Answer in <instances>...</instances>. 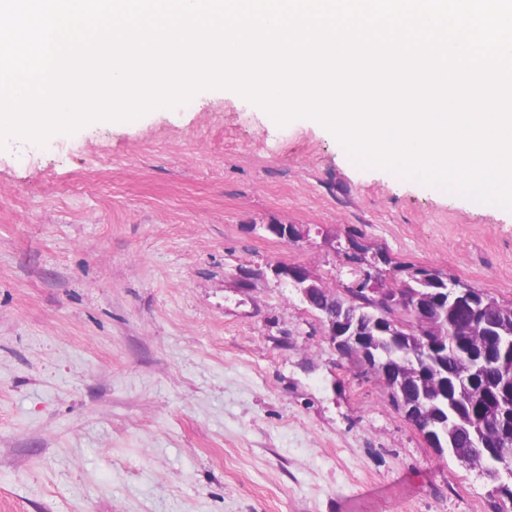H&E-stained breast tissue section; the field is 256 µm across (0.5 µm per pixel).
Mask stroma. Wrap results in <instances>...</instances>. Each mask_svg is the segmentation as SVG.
I'll return each instance as SVG.
<instances>
[{
  "instance_id": "35a3bbf8",
  "label": "stroma",
  "mask_w": 512,
  "mask_h": 512,
  "mask_svg": "<svg viewBox=\"0 0 512 512\" xmlns=\"http://www.w3.org/2000/svg\"><path fill=\"white\" fill-rule=\"evenodd\" d=\"M291 224L289 242L266 232ZM512 303V213L212 88L0 149V512H493L277 278Z\"/></svg>"
}]
</instances>
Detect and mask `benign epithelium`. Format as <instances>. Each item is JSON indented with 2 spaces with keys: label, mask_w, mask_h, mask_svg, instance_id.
<instances>
[{
  "label": "benign epithelium",
  "mask_w": 512,
  "mask_h": 512,
  "mask_svg": "<svg viewBox=\"0 0 512 512\" xmlns=\"http://www.w3.org/2000/svg\"><path fill=\"white\" fill-rule=\"evenodd\" d=\"M357 264L356 279L350 289L373 295L390 305L405 303L414 319L428 324L433 329V334L415 344L413 366L405 367L401 356L382 346L371 348V354L365 357L366 365L372 367L374 374L394 390L399 412L420 433L428 447L435 449L441 457L455 452L456 434L463 427L472 428V424L458 416L446 418L441 414L431 413L434 407H448V385L438 372L434 373L429 385H424L422 365L430 359L433 347L447 342V310L478 306L483 311L489 308L493 301L434 269L425 268L422 272L410 276V280L400 287L389 288L383 285L374 265L362 258L357 259ZM274 271L276 276L290 282L302 300L317 312L323 334L328 336L337 350L347 353L368 342L366 337L359 334L358 326L345 313L338 310L336 294L324 288L305 267L283 264L276 266ZM427 280L433 282L434 287L428 289L426 295H415L411 301L404 302L402 289L411 287L413 281L423 283ZM374 331L375 341L379 343L383 336L392 339L406 335L407 327L381 314L376 318ZM510 405L512 379L503 377L499 395L489 402L487 416H480L478 420L484 424L488 419L498 418ZM484 476L496 492L507 487L512 488V448L504 449L498 465L485 471Z\"/></svg>",
  "instance_id": "1"
}]
</instances>
